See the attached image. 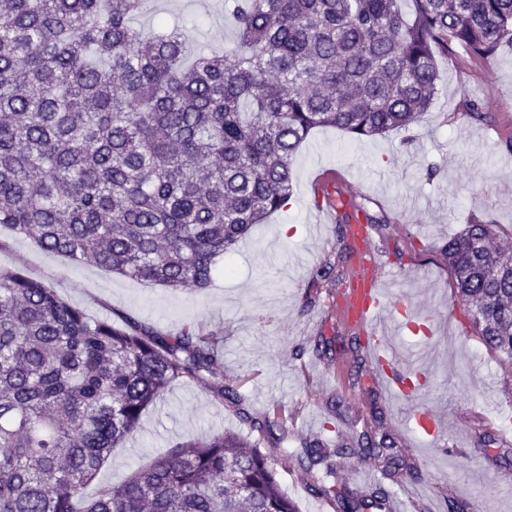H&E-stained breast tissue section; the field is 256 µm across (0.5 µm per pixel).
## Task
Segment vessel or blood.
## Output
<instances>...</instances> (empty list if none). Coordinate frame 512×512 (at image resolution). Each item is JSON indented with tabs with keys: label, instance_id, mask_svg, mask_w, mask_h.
Listing matches in <instances>:
<instances>
[{
	"label": "vessel or blood",
	"instance_id": "b4317fda",
	"mask_svg": "<svg viewBox=\"0 0 512 512\" xmlns=\"http://www.w3.org/2000/svg\"><path fill=\"white\" fill-rule=\"evenodd\" d=\"M352 233L357 246L354 276L349 288L337 293L336 312L346 326L366 336L377 365L378 380L404 405L414 434L423 441L437 443L446 435V424L439 415L418 402L426 391L427 377L421 372L408 374L400 370L397 341L386 333L380 318L388 296L378 286L379 268L370 257L366 229L356 224Z\"/></svg>",
	"mask_w": 512,
	"mask_h": 512
}]
</instances>
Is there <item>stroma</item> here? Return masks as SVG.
<instances>
[{
    "label": "stroma",
    "mask_w": 512,
    "mask_h": 512,
    "mask_svg": "<svg viewBox=\"0 0 512 512\" xmlns=\"http://www.w3.org/2000/svg\"><path fill=\"white\" fill-rule=\"evenodd\" d=\"M230 0H151L135 20L152 29L156 14L184 20L187 35L202 45H231L236 31L225 10ZM436 100L409 130L358 140L332 127L314 130L292 162L293 193L287 207L227 256L233 275L217 271L202 291L172 290L73 263L43 251L0 227V268L48 282L69 304L93 318L129 317L143 328L173 336L189 328L217 339L224 380L237 388L242 406L261 415L281 408L285 446L300 453L305 439L333 442L338 432L370 421V398L384 411L381 430L393 434L397 449L412 463L410 473L385 480L399 491L412 484L416 503L446 512L455 497L462 512H473L483 497L484 512H512V485H497L512 474V440L499 438L512 406V368L482 345L455 291L442 248L466 225H493L501 246L512 249V110L499 100L512 92V50L488 60L449 44L436 55ZM478 104L474 116L470 104ZM433 178H426V168ZM335 172L338 192L350 194L377 216L369 233L381 281L392 300L381 316L399 324L395 300L412 314H427L439 330H451L430 362L431 381L422 402L447 419V434L426 446L407 424L402 406L376 381L351 387L343 362L328 365L314 351L319 336H349L334 307L336 290L316 280L318 267L352 268L355 242L343 237L342 216L356 218L316 194L321 176ZM343 403L342 417H330V400ZM232 431L251 437L234 409L217 399L203 381L174 385L143 413L133 438L113 449L86 487L94 497L124 481L176 443Z\"/></svg>",
    "instance_id": "stroma-1"
}]
</instances>
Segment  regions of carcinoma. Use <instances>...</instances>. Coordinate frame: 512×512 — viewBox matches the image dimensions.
Masks as SVG:
<instances>
[{"label": "carcinoma", "instance_id": "1", "mask_svg": "<svg viewBox=\"0 0 512 512\" xmlns=\"http://www.w3.org/2000/svg\"><path fill=\"white\" fill-rule=\"evenodd\" d=\"M149 0H0V224L75 263L165 288H207L214 266L286 206L312 130H407L431 108L435 54L512 47V0H233L238 42L191 53L179 26L131 24ZM469 224L443 256L477 336L512 367V252ZM360 336L320 337L368 375ZM204 380L257 433L179 442L110 491L83 489L172 385ZM375 425L299 458L260 448L284 423L241 408L215 341L88 317L55 289L0 270V512H300L277 468L299 464L332 512H390L381 485L327 483L333 457L411 465ZM325 465L323 475L314 468Z\"/></svg>", "mask_w": 512, "mask_h": 512}]
</instances>
